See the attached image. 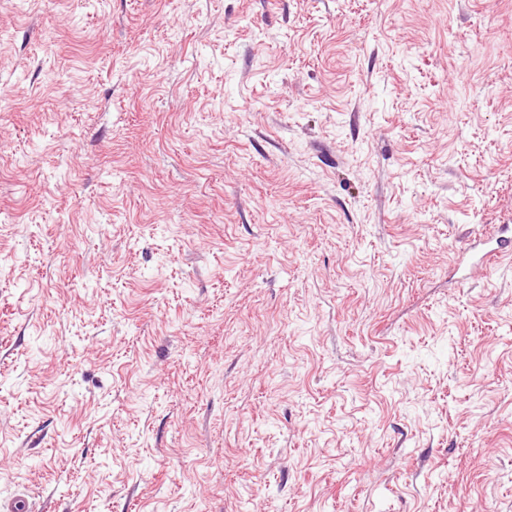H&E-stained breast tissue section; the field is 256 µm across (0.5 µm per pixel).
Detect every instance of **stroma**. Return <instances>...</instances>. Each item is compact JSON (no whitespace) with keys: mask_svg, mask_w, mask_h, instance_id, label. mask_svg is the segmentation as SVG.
<instances>
[{"mask_svg":"<svg viewBox=\"0 0 512 512\" xmlns=\"http://www.w3.org/2000/svg\"><path fill=\"white\" fill-rule=\"evenodd\" d=\"M0 500L512 512V0H0ZM502 241H496V246L491 244V241H477L474 239L463 240L460 242L458 249V255L470 256L477 258L478 262L484 264H492L501 257V243Z\"/></svg>","mask_w":512,"mask_h":512,"instance_id":"35a3bbf8","label":"stroma"}]
</instances>
